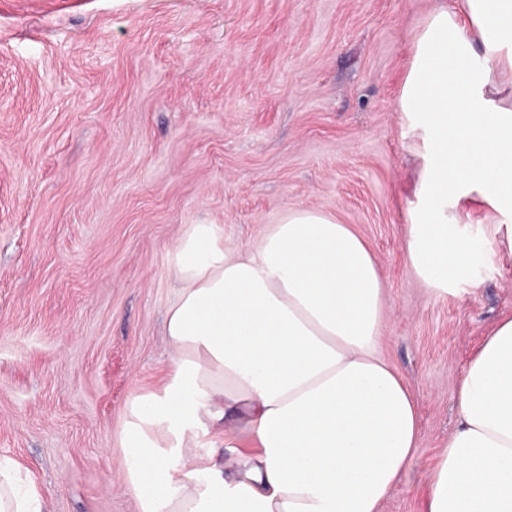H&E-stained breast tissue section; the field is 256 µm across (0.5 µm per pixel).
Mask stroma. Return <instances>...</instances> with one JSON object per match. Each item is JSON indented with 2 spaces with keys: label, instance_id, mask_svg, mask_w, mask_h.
<instances>
[{
  "label": "stroma",
  "instance_id": "35a3bbf8",
  "mask_svg": "<svg viewBox=\"0 0 512 512\" xmlns=\"http://www.w3.org/2000/svg\"><path fill=\"white\" fill-rule=\"evenodd\" d=\"M436 0H0V456L49 512H137L118 435L169 370L174 248H255L288 211L352 225L380 266L382 355L421 434L382 512H424L471 357L512 315V253L429 295L406 252L418 175L396 109Z\"/></svg>",
  "mask_w": 512,
  "mask_h": 512
}]
</instances>
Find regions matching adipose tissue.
I'll use <instances>...</instances> for the list:
<instances>
[{
	"instance_id": "ef3b65f1",
	"label": "adipose tissue",
	"mask_w": 512,
	"mask_h": 512,
	"mask_svg": "<svg viewBox=\"0 0 512 512\" xmlns=\"http://www.w3.org/2000/svg\"><path fill=\"white\" fill-rule=\"evenodd\" d=\"M397 109L421 164L410 266L447 294L476 261L458 231L473 198L512 253V0H439L415 33ZM172 264L170 370L161 388L131 393L119 431L137 512H381L420 419L380 353L389 304L365 240L301 208L246 252L225 248L223 225H189ZM456 399L425 512H512V317ZM0 512H48L2 456Z\"/></svg>"
}]
</instances>
